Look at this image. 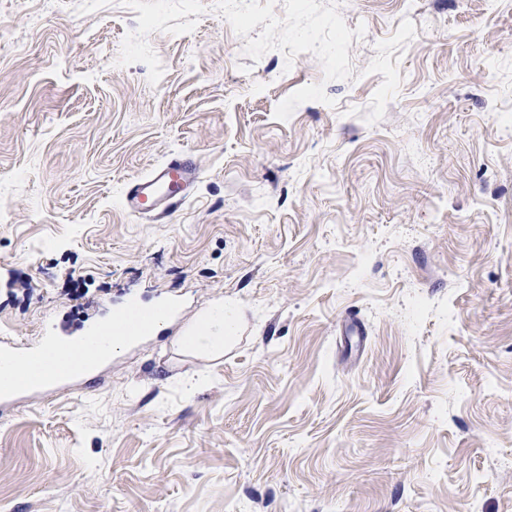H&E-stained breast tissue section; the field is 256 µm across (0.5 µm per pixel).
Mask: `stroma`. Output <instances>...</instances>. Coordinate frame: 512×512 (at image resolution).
<instances>
[{
    "mask_svg": "<svg viewBox=\"0 0 512 512\" xmlns=\"http://www.w3.org/2000/svg\"><path fill=\"white\" fill-rule=\"evenodd\" d=\"M167 302L0 416V512H512V0H0V337ZM199 178L200 169L192 156L186 153L171 156L127 183L123 208L137 217L166 220L186 201ZM231 322V318L224 314V304L219 303L201 318L186 336V342L202 353H219L224 350Z\"/></svg>",
    "mask_w": 512,
    "mask_h": 512,
    "instance_id": "35a3bbf8",
    "label": "stroma"
}]
</instances>
